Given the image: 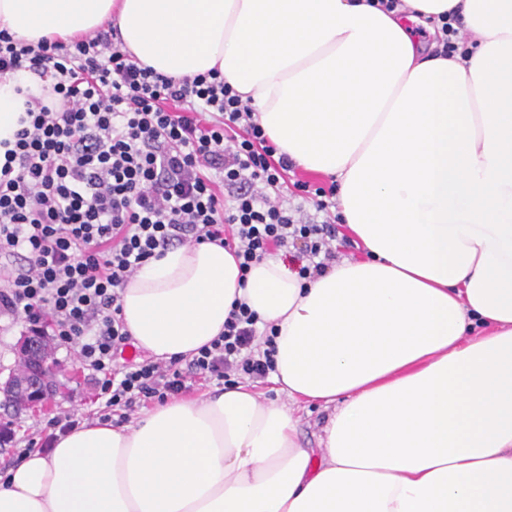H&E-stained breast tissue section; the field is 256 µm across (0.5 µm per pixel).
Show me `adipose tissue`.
<instances>
[{
  "mask_svg": "<svg viewBox=\"0 0 512 512\" xmlns=\"http://www.w3.org/2000/svg\"><path fill=\"white\" fill-rule=\"evenodd\" d=\"M451 10L465 59L433 39ZM108 24L159 73L218 69L278 153L334 178L365 251L304 281L169 249L122 288L128 331L188 356L241 300L290 403L334 411L317 450L245 385L87 420L0 476V512H512V0H0L29 42ZM42 86L0 78V142Z\"/></svg>",
  "mask_w": 512,
  "mask_h": 512,
  "instance_id": "obj_1",
  "label": "adipose tissue"
}]
</instances>
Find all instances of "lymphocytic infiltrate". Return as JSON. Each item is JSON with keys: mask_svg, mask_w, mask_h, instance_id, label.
I'll use <instances>...</instances> for the list:
<instances>
[{"mask_svg": "<svg viewBox=\"0 0 512 512\" xmlns=\"http://www.w3.org/2000/svg\"><path fill=\"white\" fill-rule=\"evenodd\" d=\"M117 34L30 43L0 31V77L52 81L49 98L27 100L0 164V313L72 349L96 378L100 421L124 423L194 385L275 369V333L259 331L243 302L185 359L124 360L119 292L146 261L209 241L233 250L244 273L290 252L309 279L336 260L337 218L332 186L297 182L314 210L289 208L292 161L219 71L166 76L117 47Z\"/></svg>", "mask_w": 512, "mask_h": 512, "instance_id": "1", "label": "lymphocytic infiltrate"}]
</instances>
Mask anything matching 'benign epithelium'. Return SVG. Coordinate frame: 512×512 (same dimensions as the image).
I'll use <instances>...</instances> for the list:
<instances>
[{"label": "benign epithelium", "instance_id": "1", "mask_svg": "<svg viewBox=\"0 0 512 512\" xmlns=\"http://www.w3.org/2000/svg\"><path fill=\"white\" fill-rule=\"evenodd\" d=\"M17 355L18 372L0 382V392L12 398L20 412L52 399L56 370L50 345L36 333L23 336Z\"/></svg>", "mask_w": 512, "mask_h": 512}]
</instances>
